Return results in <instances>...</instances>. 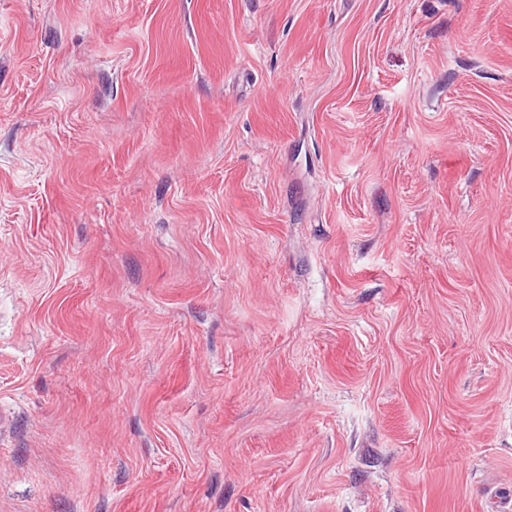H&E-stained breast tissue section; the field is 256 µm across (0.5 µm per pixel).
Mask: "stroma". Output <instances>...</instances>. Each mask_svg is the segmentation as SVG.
Instances as JSON below:
<instances>
[{"mask_svg":"<svg viewBox=\"0 0 512 512\" xmlns=\"http://www.w3.org/2000/svg\"><path fill=\"white\" fill-rule=\"evenodd\" d=\"M512 0H0V512H496Z\"/></svg>","mask_w":512,"mask_h":512,"instance_id":"35a3bbf8","label":"stroma"}]
</instances>
